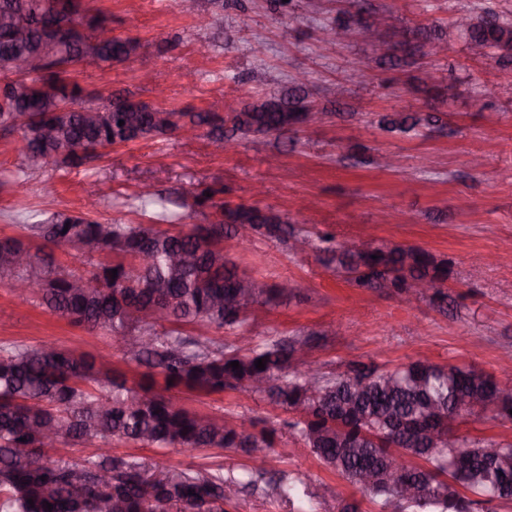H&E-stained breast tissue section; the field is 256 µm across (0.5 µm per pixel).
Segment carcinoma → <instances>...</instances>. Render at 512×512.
<instances>
[{
    "label": "carcinoma",
    "mask_w": 512,
    "mask_h": 512,
    "mask_svg": "<svg viewBox=\"0 0 512 512\" xmlns=\"http://www.w3.org/2000/svg\"><path fill=\"white\" fill-rule=\"evenodd\" d=\"M49 0H0V17L8 15L26 25L23 49L30 54H48L41 70L25 77L13 76L0 88V129L20 135V171L46 163L54 151L51 142L33 134L37 125L53 124L56 136L73 149L54 162L80 167L96 156L95 147L128 143L167 135L190 126L209 127V134L253 135L264 139L304 127L310 104L308 92L295 87L286 93H270L253 99L238 112L221 117L214 112L171 110V128L153 124L152 115L118 96L96 112L71 111L81 89L61 77L65 68L83 59L123 63L136 54L138 44L112 37L100 45L82 46L61 40L56 48L42 44L40 28L48 22ZM465 29L457 30L468 50L478 47L477 57L512 61V17L485 10L466 16ZM54 24L72 28L85 22L79 12H59ZM414 39L388 47L393 64L422 54V49L443 41L424 26L412 29ZM124 125H119V121ZM442 129L445 124L428 115L383 116L386 132H409L421 124ZM218 191L201 192L197 204L214 209L216 220L194 224L173 234L154 223L108 224L95 220L75 221L57 214L47 222L24 224L27 236L54 245L63 238L82 240L91 251L78 252L89 269L64 271L54 266L49 254H34V264L12 269L0 264V284L8 287L18 279L43 281L46 287L27 298L39 301L54 314L82 326L89 333H107L122 339L126 354L143 362L172 381L165 390L185 388L197 392L235 389L241 382L263 378L269 386L261 395L273 404L298 413L289 424L294 433L327 468L342 475L376 501L382 512L394 504L399 487H416L411 512H448V502L457 512H473L484 501L512 500V443H502L508 457L504 467H488L482 442L459 444L470 447L466 465L451 468L448 441L431 445L429 430L448 427V419L460 405H477L490 419H512V393L500 396L491 376L456 364L440 366L414 361L394 370L356 364L349 372L322 376L317 391L307 387V372L288 378L286 371L297 363L294 340L281 338L255 344L250 355L226 352L220 345H207L187 337L175 326L200 324L237 330L248 320L249 307H262L288 295L281 286L263 285L253 298L240 302L236 295L246 274L224 254V238L238 237L239 228L250 230L249 241L313 240L312 233L288 224L278 212L256 205L228 208L214 201ZM143 209H152L158 221H172L177 214L170 201L156 193L138 195ZM323 263L334 273H343L357 288H394L406 292L417 280L437 283L448 280V265L428 251L388 245L348 247L334 243L325 234ZM190 253L194 261L180 266L177 253ZM117 270L111 278V270ZM84 278L101 284L81 289L74 283ZM159 303L166 310L165 324L139 319L135 313ZM266 363L256 369V360ZM239 362L233 369L231 362ZM237 418L217 419L178 405L172 397L154 389L152 379L130 385L123 375L87 354L51 344L23 347L0 346V512H103L99 501L112 503L108 512H224V487L247 486L254 472L246 470L229 481L222 476H189L167 471L150 483L147 470L136 461L102 452L83 463L58 461L39 466L32 458L61 445H74L99 438L108 443L125 440L152 448H238L259 459L276 445V430H243ZM475 495L459 496L455 486ZM33 503H28V500ZM52 508H46V504Z\"/></svg>",
    "instance_id": "carcinoma-1"
}]
</instances>
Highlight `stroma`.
<instances>
[{
	"label": "stroma",
	"instance_id": "1",
	"mask_svg": "<svg viewBox=\"0 0 512 512\" xmlns=\"http://www.w3.org/2000/svg\"><path fill=\"white\" fill-rule=\"evenodd\" d=\"M88 13L105 20L114 36L132 38L137 54L124 63L84 61L67 78L83 101L103 104L130 95L148 104L196 112H229L269 91L307 78L323 124L286 138L268 137L263 150L240 139L234 153L211 151L206 129L189 138L169 135L117 145L78 168L48 164L29 171L25 190L12 185L22 161L18 134L0 130V237L17 236L22 225L50 213H83L97 221L137 224L142 185L169 197L184 224H205L211 210L195 205L205 188L221 190L225 202L272 207L295 227L356 245L401 244L447 261L445 300L426 295L406 302L391 288L363 289L325 268L318 252L294 254L288 244L258 240L224 251L239 271L268 285L292 283L288 300L256 308L242 331L183 326L200 341L238 346V333L255 342L308 338L312 359L331 375L365 363L393 369L415 360L467 365L512 388V263L493 262L503 241H512V98L472 109L467 98L448 101L439 87L461 83L469 91L512 85V63L473 57L452 35L456 15L486 8L511 15L512 0H365L360 25L332 52L321 49V30L348 15L346 0H197L187 13L175 0H89ZM398 27L428 25L449 32L439 57H415L394 67L384 57L393 33L375 35L368 25L381 11ZM367 66L365 84L353 73ZM338 85L336 95H324ZM432 113L447 127L438 133L387 134L380 115ZM395 160L376 167L378 154ZM262 184V196L252 188ZM388 209L392 223L377 221ZM52 342L77 353L106 358L129 381L146 368L127 361L111 335H90L38 303L24 302L0 285V345ZM181 406L216 417L242 415L276 429L277 446L253 465L234 449L151 448L121 441L111 453L136 460L149 472L239 476L263 472L257 486L240 489L226 512H380L368 495L325 468L293 434L294 412L239 387L218 393L176 390ZM456 434L467 441H511L512 420L468 415ZM302 481L305 496L291 501L275 491L278 479Z\"/></svg>",
	"mask_w": 512,
	"mask_h": 512
}]
</instances>
